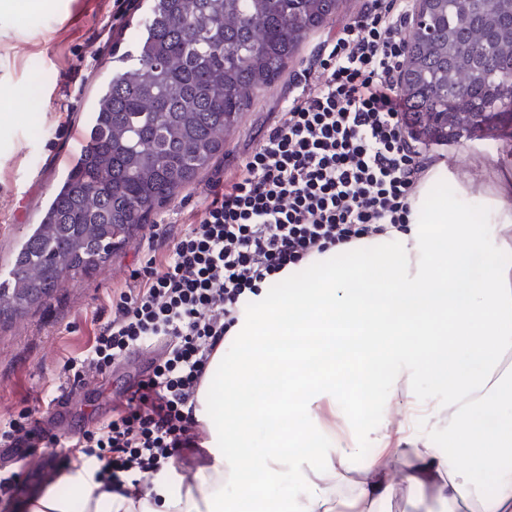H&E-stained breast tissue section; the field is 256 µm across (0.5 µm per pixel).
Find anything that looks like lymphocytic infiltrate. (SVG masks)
<instances>
[{"instance_id": "lymphocytic-infiltrate-1", "label": "lymphocytic infiltrate", "mask_w": 512, "mask_h": 512, "mask_svg": "<svg viewBox=\"0 0 512 512\" xmlns=\"http://www.w3.org/2000/svg\"><path fill=\"white\" fill-rule=\"evenodd\" d=\"M412 9L366 0L317 44L280 119L214 184L201 216L176 232L151 225L144 263L104 297L85 350L64 364L78 382L162 344L111 417L61 437L26 407L0 420L1 447L58 448L70 470L92 469L119 492L142 488L196 445V393L248 294L330 245L404 228L429 162L404 137L399 93Z\"/></svg>"}]
</instances>
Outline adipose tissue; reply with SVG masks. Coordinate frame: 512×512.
Masks as SVG:
<instances>
[{"label": "adipose tissue", "instance_id": "1", "mask_svg": "<svg viewBox=\"0 0 512 512\" xmlns=\"http://www.w3.org/2000/svg\"><path fill=\"white\" fill-rule=\"evenodd\" d=\"M447 178L445 163L427 169L406 230L314 254L307 276L292 265L279 273L283 295H249L248 316L226 336L237 360L216 348L196 395L206 436L190 475L172 470L148 491L122 493L77 470L67 493L46 489L23 512H240L224 489L247 473L257 476L248 494L257 512L412 510L416 488L442 512H512V264L501 260L512 252V189L485 200L489 237L460 201L433 193ZM283 336L287 346H276ZM421 375L445 400H402ZM378 388L396 414L375 429L363 477L344 483L356 443L337 438L318 409L326 402L360 421L366 404L350 392ZM443 425L446 451L434 442ZM258 428L263 450L253 455ZM317 443L318 466L289 464V449ZM288 483L291 499L272 496Z\"/></svg>", "mask_w": 512, "mask_h": 512}]
</instances>
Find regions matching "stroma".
I'll return each mask as SVG.
<instances>
[{"mask_svg": "<svg viewBox=\"0 0 512 512\" xmlns=\"http://www.w3.org/2000/svg\"><path fill=\"white\" fill-rule=\"evenodd\" d=\"M148 0H34L24 10L0 13V273L18 244L40 220L86 142L96 96L112 76V56L130 50ZM365 0H340L335 15L304 41L283 76L264 89L225 137L224 154L197 182L155 210L149 224L172 228L200 211L212 182L224 178L280 117L294 90V75L327 34L355 20ZM448 197L460 200L474 223H485L484 199L512 176V141L501 133L461 140L443 150ZM469 185L461 193V185ZM148 226L87 275L25 317L0 319V415L34 405L36 397L68 396L61 414L44 415L46 430L76 431L109 414L156 352L143 350L103 375L68 380L63 364L85 346L89 318L112 289L129 284L147 249Z\"/></svg>", "mask_w": 512, "mask_h": 512, "instance_id": "obj_1", "label": "stroma"}]
</instances>
